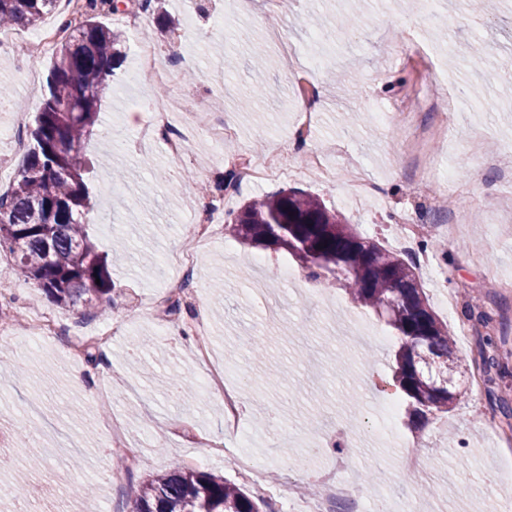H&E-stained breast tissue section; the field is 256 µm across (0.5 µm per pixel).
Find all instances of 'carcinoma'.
Returning <instances> with one entry per match:
<instances>
[{"label": "carcinoma", "mask_w": 512, "mask_h": 512, "mask_svg": "<svg viewBox=\"0 0 512 512\" xmlns=\"http://www.w3.org/2000/svg\"><path fill=\"white\" fill-rule=\"evenodd\" d=\"M56 2L0 0V32L36 24ZM117 11L115 0H86L81 24L61 25L66 35L49 70L32 145L11 188L0 194V248L14 255L12 272L65 307L111 303L109 264L85 224L90 195L81 150L122 58V31L99 20ZM231 228L239 242L286 251L314 281L343 287L356 304L385 317L400 340L394 381L405 399V425L417 429L460 401L461 391L436 386L438 376L457 372L458 357L411 260L362 237L340 212L300 190L242 205ZM262 505L231 481L187 469L145 480L130 512H261Z\"/></svg>", "instance_id": "carcinoma-1"}]
</instances>
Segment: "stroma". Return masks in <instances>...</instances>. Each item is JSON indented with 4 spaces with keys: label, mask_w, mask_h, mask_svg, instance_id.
<instances>
[{
    "label": "stroma",
    "mask_w": 512,
    "mask_h": 512,
    "mask_svg": "<svg viewBox=\"0 0 512 512\" xmlns=\"http://www.w3.org/2000/svg\"><path fill=\"white\" fill-rule=\"evenodd\" d=\"M124 2L119 13L103 18L122 30L124 59L102 98L98 133L85 144L84 157L92 162L88 231L112 256L113 319L131 326L103 348L89 394L69 382L68 334L30 347L20 341L27 332L20 325L13 339L0 340V418L24 439L40 427L24 412L36 397L62 427L49 439L52 456L32 450L42 462L29 475L34 494L0 501V512H28L51 500L67 512H129L149 474L178 469L239 482L224 462L220 403L198 388L177 401L164 391L169 375L196 376L192 341L177 349L169 337H157L164 312L141 313L138 302L168 277L162 259L178 246L181 229L203 200L196 182L215 185L228 156L258 160L278 145L290 176L241 188L224 200L221 237L193 274L201 293L179 312L183 319L194 313L205 320L229 383L246 386L243 434L250 463L276 484L295 455L319 449L295 491L300 501L317 498L326 491L321 473L336 468L335 429L353 430V477L372 495L369 512L378 494L389 512H405L413 500L422 512H471L476 503L482 512H501L512 501V446L496 432L508 423L502 401L512 402V10L485 16L474 13L471 0H366L355 25L353 0H289L274 12L265 0H248L244 7L238 0H168L177 30L162 35L151 18L138 31L125 29L122 17L135 12L138 0ZM139 37L159 49V64L173 53L194 60L197 82L172 89L135 79ZM480 47L491 57L475 72L470 62ZM259 53L267 59L260 70L253 61ZM50 65L47 56L37 63L30 86L20 75L19 56L0 53V86L11 91L9 106L0 108V190L17 177ZM302 78L319 98L309 149L338 168L334 185L292 147L306 107L294 93ZM201 90L207 121L180 109L170 116L173 129H196L181 162H171L160 141L121 154L105 140L108 132L137 135L126 115L138 111L143 96L182 100ZM451 106L455 123L446 145L435 151L432 174L423 176L407 130L382 124L377 113L409 107L418 123L433 126ZM218 124L236 129L230 144L212 138L209 128ZM482 157L498 158V168L479 166ZM448 174L455 182L451 191ZM282 188L318 196L385 248L402 236L408 218L421 236L441 241V249L429 254L431 269L419 272L433 309L441 310V297L450 292L458 297L457 320H464L469 303L488 318L455 341L466 392L453 410L430 416L416 432L396 419L375 433L385 405L402 400L392 380L397 339L391 329L340 289L271 279V270L293 267V260L243 246L229 230L231 213L243 203ZM117 238L136 261L113 253ZM13 264L12 255L0 251V289L15 305L57 316L76 330L101 324V316L83 305L56 306L32 282L13 275ZM266 302L278 305L279 316L267 324V357L258 361L248 342ZM137 346L143 350L138 366L129 358ZM491 355L498 366L485 365ZM273 410L283 424L279 436L260 424ZM71 438L80 441V451L68 447ZM415 451L435 456L426 478L395 470L400 454Z\"/></svg>",
    "instance_id": "1"
}]
</instances>
